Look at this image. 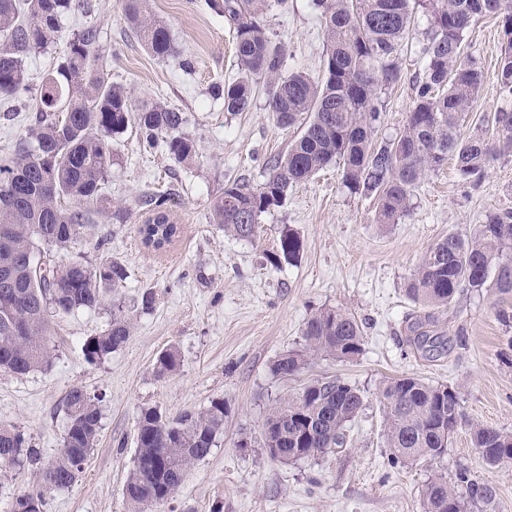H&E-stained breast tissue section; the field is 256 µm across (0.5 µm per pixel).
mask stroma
<instances>
[{
  "mask_svg": "<svg viewBox=\"0 0 512 512\" xmlns=\"http://www.w3.org/2000/svg\"><path fill=\"white\" fill-rule=\"evenodd\" d=\"M149 8L167 24L178 56H153L124 22L121 0H82L64 19L61 40L25 63L30 84L39 85L63 56L66 39L91 28L112 83L130 89L133 106L157 102L182 112V131L197 145L195 160L182 163L145 148L136 125L113 137L105 201L89 207L85 239L56 257L65 265L109 254L124 264L122 295L134 321L129 341L89 363L83 343L107 327L111 305L56 313L49 365L24 375L0 371V424L20 427L47 459L61 446L69 391L79 387L102 399L93 454L72 487L47 495L45 512H129L124 488L141 409L174 416L216 398L228 408L223 432L210 454L186 471L174 498L153 512H423L429 478L462 467L495 488L498 512H512V466H486L467 427L453 435L445 456L392 466L380 402L387 379L417 377L455 389L469 423L512 431V366L499 356L512 337V324L499 318L512 314V291L467 290L438 309L436 329L448 341L439 356L417 353L404 332L407 318L425 313L407 286L428 248L449 233L472 232L488 210L512 211V153L477 182L464 179L451 162L428 172L395 224L377 223L373 200L351 193L332 165L289 188L284 205L261 216L255 241L225 235L211 220L212 199L228 182H263L268 161L287 151L300 128L275 123L264 88L237 115L213 97V85L233 81L238 70L233 27L208 0H149ZM428 27L427 17L416 14L401 47L400 77L378 90V138L395 137L405 124L422 78ZM265 31L284 45L286 72L322 80L323 24L312 0H284L268 15ZM464 45L484 73L464 129L490 134L495 113L512 109L494 77L504 46L497 19L476 17ZM31 106L27 97H0V154L26 139ZM153 192L166 193V208L180 228L162 253L143 248L137 235L148 218L139 197ZM118 209L123 219L114 218ZM285 225L299 233L303 249L296 263L275 268L263 254L274 250ZM145 290L155 298L147 312L137 306ZM324 308L361 323L362 353L345 362L317 358L296 375L275 376V359L300 348L304 322ZM170 347L179 350L181 368L158 374L156 359ZM330 375L364 396L346 445L292 462L271 458L262 432L274 400Z\"/></svg>",
  "mask_w": 512,
  "mask_h": 512,
  "instance_id": "obj_1",
  "label": "stroma"
}]
</instances>
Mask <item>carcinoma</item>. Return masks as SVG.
<instances>
[{"label":"carcinoma","instance_id":"1","mask_svg":"<svg viewBox=\"0 0 512 512\" xmlns=\"http://www.w3.org/2000/svg\"><path fill=\"white\" fill-rule=\"evenodd\" d=\"M283 2L210 0L235 31L238 77L214 87L224 111H248L261 77L278 125L307 117L287 152L269 162L270 173L261 184L227 183L213 198L212 221L225 233L256 239L261 215L282 206L290 187L331 164L338 166L351 192L375 199L377 223L395 224L427 172L451 158L464 178L479 181L495 160L512 151V111L495 113L493 137L463 135L459 125L484 79L463 48L476 16L499 19L505 46L496 79L500 90L512 96V0H313L326 43L325 75L317 83L302 72L284 74L285 49L265 33V16ZM80 6V0H0V95L32 92L36 100L31 142L19 143L0 164V370L14 374L50 362L52 310L70 314L112 303L107 328L83 343L92 364L130 339L132 322L120 294L128 275L119 260L106 255L90 265L75 261L60 266L50 259L42 267L31 261L40 246L49 254L66 252L87 235L86 211L65 208L61 201L102 202L112 166V137L134 123L146 147H160L180 162L196 154L194 141L181 132L182 113L156 103L132 108L128 93L104 71L90 29L68 41L63 61L37 89L27 83L25 56L56 42L62 20ZM415 8L430 20L423 78L402 133L379 140L377 91L399 77L396 58ZM122 9L152 55L178 53L166 24L148 11V0H122ZM139 204L151 213L138 229L142 244L153 251L166 249L179 226L161 209L162 197L145 193ZM511 246L512 211H490L475 233H450L426 251L408 284V296L426 307L446 308L457 294L487 287L494 267V287L512 289V265L502 261ZM301 251L299 235L285 226L276 249L265 258L277 267L297 261ZM434 323L431 312L407 321L408 342L416 350L444 349L446 342ZM302 339L300 349L274 361V374L292 376L318 356L352 360L364 345L361 325L340 309L313 313L303 325ZM180 365L174 347L156 361L161 375L178 371ZM381 398L395 465L443 456L465 423L458 394L446 385L416 377L391 379L381 388ZM100 402L81 388L69 391L66 433L57 455L47 462L19 427L0 425V467L27 465L40 471V487L16 497L13 512H43L48 494L78 481L98 440ZM363 405L362 394L350 384L317 379L276 400L265 425L280 428L281 435L262 434L263 447L284 462L326 454L346 443V427ZM226 414L222 399L176 417L156 408L141 411L134 466L125 486L131 512H148L174 497L187 469L210 454ZM471 441L487 466L512 465V432L477 424L471 426ZM495 501V489L467 468L451 478L437 475L423 490L424 512H488Z\"/></svg>","mask_w":512,"mask_h":512}]
</instances>
